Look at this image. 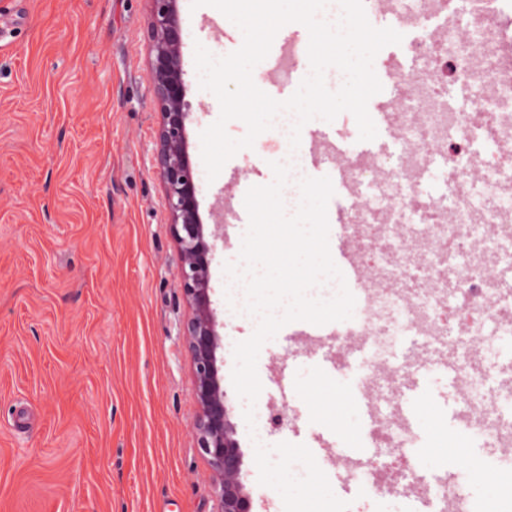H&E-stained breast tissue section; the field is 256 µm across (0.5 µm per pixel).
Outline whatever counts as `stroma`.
Segmentation results:
<instances>
[{
	"label": "stroma",
	"instance_id": "35a3bbf8",
	"mask_svg": "<svg viewBox=\"0 0 512 512\" xmlns=\"http://www.w3.org/2000/svg\"><path fill=\"white\" fill-rule=\"evenodd\" d=\"M149 9L148 0H0V512L219 510L192 432L199 405L181 335L188 307L153 164ZM178 9L186 134L199 212L211 225L237 178L271 183V162H287L288 151L269 129L207 179L200 134L220 105L199 86L195 47L224 56L243 35L213 7L179 0ZM292 42L293 62L280 50L257 66L262 91L287 98L298 89L293 69L308 64L307 30ZM247 227L225 225L214 242L211 301L244 491L253 512H283L280 494L258 482L255 442L311 448L321 436L340 444L371 438L338 432L337 418L353 419L355 374L321 375L301 356L307 324L295 321L260 351L255 408L263 429L253 440L231 374L233 347L254 327L227 302L224 273ZM283 362L293 373L285 396L273 373ZM424 387L432 424L376 440L395 450L383 482L357 494L331 480L348 512H420L410 475L437 442L452 454L464 440L481 464L497 465L482 441L451 430L444 368L431 370Z\"/></svg>",
	"mask_w": 512,
	"mask_h": 512
}]
</instances>
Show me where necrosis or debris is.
<instances>
[{"mask_svg":"<svg viewBox=\"0 0 512 512\" xmlns=\"http://www.w3.org/2000/svg\"><path fill=\"white\" fill-rule=\"evenodd\" d=\"M500 41L499 29L476 16L468 37L437 55L438 61L479 71L489 111H449L439 69L404 77L405 97L388 101L386 108L398 135L408 139V163L388 172V183L413 180L420 164L444 146L449 128L476 125L492 140H512V124H501L496 113L497 106L512 105V63L497 58ZM420 207L417 197L389 192L356 210L343 229L352 255L369 250L394 256L396 262L374 266L356 323L337 332L336 342L346 350L357 336L377 347L408 333L441 342L448 367L462 385L460 420L492 447L511 448L512 420L502 417L501 393L485 368L492 354L488 325L512 335V309L499 299L490 277L491 268L504 261L502 242L484 239L486 213L471 197L458 198L452 223L436 212L415 222Z\"/></svg>","mask_w":512,"mask_h":512,"instance_id":"1","label":"necrosis or debris"}]
</instances>
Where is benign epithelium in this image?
<instances>
[{"mask_svg": "<svg viewBox=\"0 0 512 512\" xmlns=\"http://www.w3.org/2000/svg\"><path fill=\"white\" fill-rule=\"evenodd\" d=\"M150 2V81L159 107L154 162L161 178L168 224L177 244L183 295L192 310L183 324L182 336L192 360L199 404L193 434L212 469L220 512H253L251 499L244 494L243 454L233 437L220 375L218 352L223 348V336L211 309L212 247L206 237H216L221 225H213L207 234L199 214L186 136L188 104L181 68L183 34L178 0Z\"/></svg>", "mask_w": 512, "mask_h": 512, "instance_id": "7a95c632", "label": "benign epithelium"}]
</instances>
